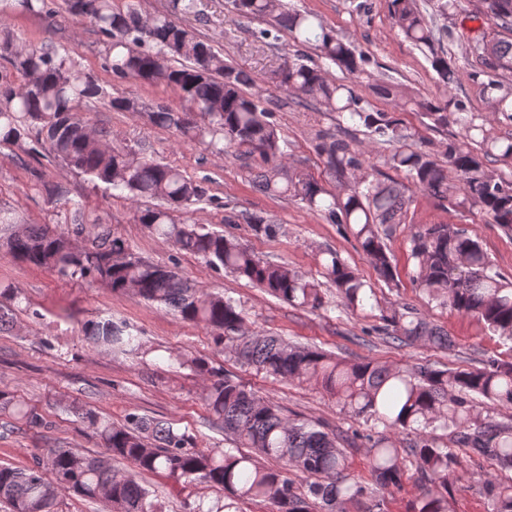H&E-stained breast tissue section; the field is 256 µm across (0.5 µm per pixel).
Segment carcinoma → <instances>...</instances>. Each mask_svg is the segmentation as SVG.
<instances>
[{
    "label": "carcinoma",
    "mask_w": 512,
    "mask_h": 512,
    "mask_svg": "<svg viewBox=\"0 0 512 512\" xmlns=\"http://www.w3.org/2000/svg\"><path fill=\"white\" fill-rule=\"evenodd\" d=\"M485 16L512 30V0H484ZM65 11L86 22L105 44L104 68L119 79H135L174 90L181 106L159 104L150 122L174 130L192 143L222 153L228 148L258 159L252 167L255 187L279 197H295L333 224H343L385 279L395 275L386 240L397 224L406 223L412 203L409 187L394 180L364 175L338 197L312 177L291 176L283 163L280 130L273 121L271 100L246 92L253 78L224 61L212 44L191 34L171 14H197V0H170L169 11L145 18L136 0H63ZM390 17L403 36L431 63L444 87L458 83L456 70L439 49L452 31L436 28L416 7L415 0H389ZM236 15L265 21L258 38L272 45L286 36L297 46H313L320 57L342 69L337 80L299 54L288 56L269 82L295 103H314L333 112L350 128H364L391 146L386 163L419 190L453 206L458 198L471 201L493 223L512 230V180L490 172L487 162L512 165V137L498 136L468 112L456 95L417 98L394 78L368 69L369 59L322 24L309 11L290 10L283 0H232ZM50 0H0V56L7 59L19 84L0 81V145L24 154L44 156L89 176L132 200L156 205L138 209L136 221L173 241L182 252L196 255L214 269L227 270L295 306L323 307L320 283L285 263L263 260L230 234L203 224H178L175 210L203 201L202 187L184 171L151 156H136L114 147L106 135L89 127L80 108L89 100H105L115 112H138L139 103L111 95L78 64L68 49L23 44L6 25L14 14L51 16ZM484 89L493 111L512 120V41L486 42L482 47ZM389 99L395 111L378 109L359 88ZM420 112L431 129L448 127V117L461 126V137L448 142L444 159L407 145L411 138L395 116ZM329 174L342 180L361 168L360 154L344 139L324 135L316 145ZM72 233L86 245H72L69 233L49 224H25L12 211L0 209V225L12 231L5 244L17 258L51 269L63 278L100 281L114 292L173 309L181 319L211 330L218 347L231 346L235 357L257 372L280 381L315 379L354 418H370L384 427L369 436L368 467L372 482L347 473L348 458L339 436L317 425L286 418L280 406L258 397L232 374L199 358H168L169 365L189 368L206 381L204 402L212 422L234 437L240 447L232 454L222 448L198 446L172 423L132 412L114 424L78 406L73 410L95 427L99 455H82L67 448H49L22 469L0 466V503L9 512H54L57 499L72 493L87 500L104 499L110 512H162L137 475L159 473L179 483H204L228 494L197 512H231L234 501L268 502L275 512H345L349 502L374 512L377 499L401 483V448L388 431L413 430L418 438L410 452L425 491L414 512H448L450 476L457 471L464 448L512 471V426L481 417L479 404L512 407V362L489 358L472 369H437L428 365L389 368L372 362L349 364L316 348L296 346L276 336H245L242 310L224 296L197 288L173 269L134 256L129 245L106 224L87 227L83 207L70 203ZM243 222L257 235L273 236L278 226L265 217L240 213L227 223ZM415 260L414 283L449 309L469 315L493 334L512 340V281L493 268L479 242L462 228L429 224L410 234ZM320 277L355 309L374 307L375 294L332 249L321 252ZM18 295L0 290V331L13 323ZM379 327L393 342L423 341L437 348L452 346L448 332L428 323L410 304L383 317ZM84 335L98 346L120 351L142 347L138 331L111 317L85 325ZM0 416L28 428L47 426L38 409L17 395L0 391ZM448 431L454 448L440 447L431 431ZM269 458L260 468L253 455ZM132 470L120 473L112 462ZM299 471L310 481L293 478ZM493 512H512V478L485 482Z\"/></svg>",
    "instance_id": "cac0c4a2"
}]
</instances>
